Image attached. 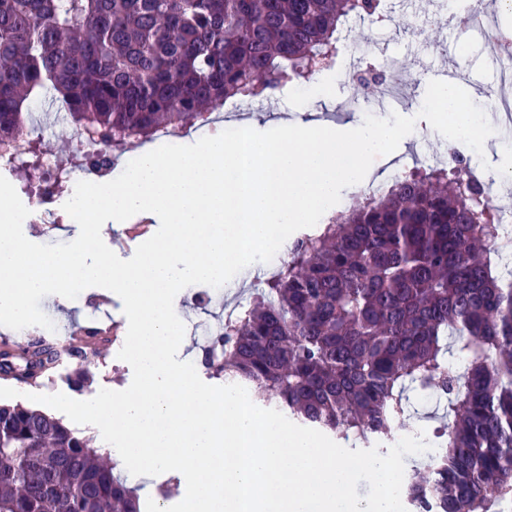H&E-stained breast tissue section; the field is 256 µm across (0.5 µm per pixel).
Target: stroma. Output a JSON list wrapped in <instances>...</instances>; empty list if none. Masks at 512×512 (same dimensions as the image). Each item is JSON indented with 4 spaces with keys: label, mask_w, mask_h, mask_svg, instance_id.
<instances>
[{
    "label": "stroma",
    "mask_w": 512,
    "mask_h": 512,
    "mask_svg": "<svg viewBox=\"0 0 512 512\" xmlns=\"http://www.w3.org/2000/svg\"><path fill=\"white\" fill-rule=\"evenodd\" d=\"M387 4L389 19L376 24H362L354 37L345 39L344 51L336 65L324 69V76L336 86L333 99L310 102L302 97L300 91L288 89L279 94L276 106L263 102L258 104V111L267 113L272 120L302 109L307 118L335 126L363 121L370 109L366 98L354 97L349 81L343 76L346 66L357 60L361 65L384 69L393 61L405 59L410 61L416 80L403 111L416 116L421 109V94L430 80L440 78L448 65V47L457 39L469 46L459 69L461 87L471 93L481 83L494 87L496 64L490 56L497 51L496 42L475 34H459L449 22L447 11L442 9L441 0H387ZM257 287L254 281L243 283L229 298L205 306L197 299L201 285H192L180 291L177 309L184 312L191 324L219 318L229 304H246ZM40 306L48 317L64 326L83 325L89 314H97L108 341L91 366L93 383L90 387L76 390L67 379L71 366L65 363L40 385L33 387L21 383L17 386L18 391L38 394L61 392L77 400H88L100 389L119 391L130 385L132 368L117 357L126 337L128 322L122 301L116 294L104 288L90 287L73 300L63 302L54 296L45 297Z\"/></svg>",
    "instance_id": "obj_1"
}]
</instances>
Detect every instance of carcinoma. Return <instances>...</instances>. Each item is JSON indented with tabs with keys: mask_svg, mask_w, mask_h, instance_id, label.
<instances>
[{
	"mask_svg": "<svg viewBox=\"0 0 512 512\" xmlns=\"http://www.w3.org/2000/svg\"><path fill=\"white\" fill-rule=\"evenodd\" d=\"M353 17L386 20L387 0H0V138L35 133L30 101L49 88L114 152L203 126L227 102L310 82ZM448 153L452 166L414 169L298 240L224 325L223 356L202 362L366 447L410 418L409 391L439 388L443 454L409 488L419 512H488L512 496V288L494 259L498 209ZM104 342L4 341L0 377L36 384L68 355L84 389ZM0 512L143 509L90 438L0 403Z\"/></svg>",
	"mask_w": 512,
	"mask_h": 512,
	"instance_id": "1",
	"label": "carcinoma"
}]
</instances>
